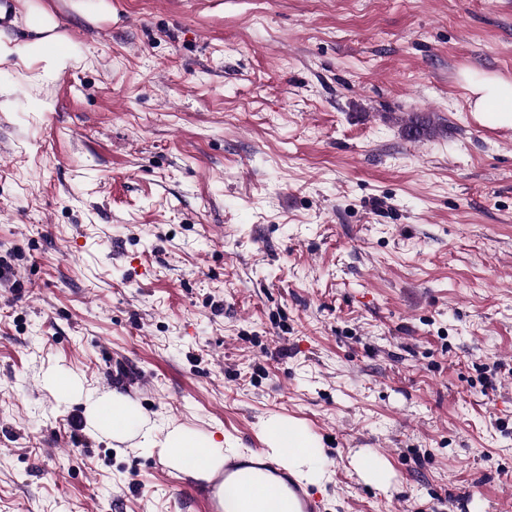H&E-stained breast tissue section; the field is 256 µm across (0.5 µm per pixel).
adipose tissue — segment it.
<instances>
[{
  "label": "adipose tissue",
  "mask_w": 512,
  "mask_h": 512,
  "mask_svg": "<svg viewBox=\"0 0 512 512\" xmlns=\"http://www.w3.org/2000/svg\"><path fill=\"white\" fill-rule=\"evenodd\" d=\"M24 8L25 22L36 31L37 37L23 45L0 39V62L14 60L16 66L25 69L26 80L39 85L65 71L71 51L66 46V37L57 33V24L44 7L35 0H26ZM469 90L471 108L482 124L512 127V83L485 78L470 82ZM84 398L93 432L112 435L114 440L121 442L145 425L139 408L120 394ZM164 448L172 467L197 478L224 465V445L210 434L177 426L168 431Z\"/></svg>",
  "instance_id": "1"
}]
</instances>
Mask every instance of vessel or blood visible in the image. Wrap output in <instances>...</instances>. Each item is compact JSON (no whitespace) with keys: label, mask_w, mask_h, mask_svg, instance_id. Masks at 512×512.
Segmentation results:
<instances>
[{"label":"vessel or blood","mask_w":512,"mask_h":512,"mask_svg":"<svg viewBox=\"0 0 512 512\" xmlns=\"http://www.w3.org/2000/svg\"><path fill=\"white\" fill-rule=\"evenodd\" d=\"M283 462V456L261 448L249 455H225L223 469L208 479L207 512H253L257 500L272 502L283 496L289 512H323L313 490Z\"/></svg>","instance_id":"vessel-or-blood-1"}]
</instances>
